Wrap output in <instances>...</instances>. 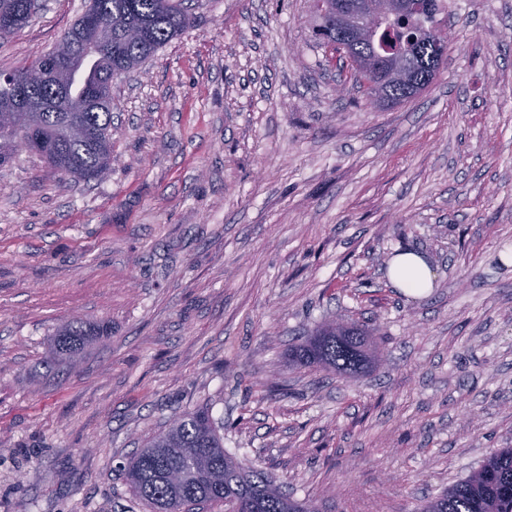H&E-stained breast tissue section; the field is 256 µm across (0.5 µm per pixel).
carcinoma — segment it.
<instances>
[{
  "instance_id": "cac0c4a2",
  "label": "carcinoma",
  "mask_w": 512,
  "mask_h": 512,
  "mask_svg": "<svg viewBox=\"0 0 512 512\" xmlns=\"http://www.w3.org/2000/svg\"><path fill=\"white\" fill-rule=\"evenodd\" d=\"M184 0H89L84 13L48 50L68 48L77 55L78 71L62 80L42 81L39 56L24 68L0 73V107L22 89L36 112H0V168L17 157L13 141L33 129L35 149L64 180L90 182L101 178L112 163V79L142 67L171 40L194 26L195 16ZM404 7L390 15L377 13L371 28L349 40L345 60L366 99L385 106L407 101L410 81L396 77L401 69L418 82L432 74L436 57L448 50L439 28V0H401ZM318 44L326 49L338 41L336 0H314ZM38 9L35 0H0V19L11 33L25 27ZM98 332L74 320L59 334L58 346L74 358L88 337ZM374 334L336 321L315 328L289 350L299 368L357 374L375 360ZM127 481L153 512H207L224 504L230 512H314L288 496L263 469L243 467L224 451V436L203 410L175 416L129 462ZM423 512H512V448L488 455L462 480L427 500Z\"/></svg>"
}]
</instances>
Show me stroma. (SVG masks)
Segmentation results:
<instances>
[{
    "label": "stroma",
    "mask_w": 512,
    "mask_h": 512,
    "mask_svg": "<svg viewBox=\"0 0 512 512\" xmlns=\"http://www.w3.org/2000/svg\"><path fill=\"white\" fill-rule=\"evenodd\" d=\"M86 0H39L0 68ZM112 82V166L0 170V512H149L124 474L177 414L319 512H421L512 448V0H450L448 55L368 106L313 37L312 0H201ZM411 249L428 296L387 269ZM336 317L373 330L355 379L288 351ZM105 328L78 364L74 319ZM388 277L405 295L420 297L433 288L435 274L420 255L404 251L392 259ZM96 335L100 336L94 328L87 327L81 320H74L60 332L58 346L68 352L70 358H75L88 341V336Z\"/></svg>",
    "instance_id": "obj_1"
}]
</instances>
